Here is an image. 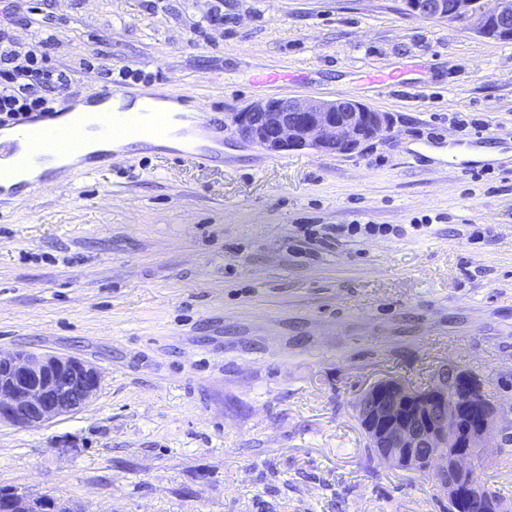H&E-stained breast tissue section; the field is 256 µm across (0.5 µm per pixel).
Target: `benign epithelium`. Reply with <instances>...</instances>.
<instances>
[{
    "mask_svg": "<svg viewBox=\"0 0 512 512\" xmlns=\"http://www.w3.org/2000/svg\"><path fill=\"white\" fill-rule=\"evenodd\" d=\"M405 0L419 18L460 23L473 30L512 37V0ZM242 141L270 153L307 148L351 154L388 129L385 114L359 101L338 98L270 99L230 117ZM102 376L92 363L53 353L17 349L0 354V425L39 427L86 408ZM484 384L462 367L445 362L423 388L397 377L381 378L359 395L355 411L369 447L384 462L407 471H436L437 488L453 512H463L462 497H478L486 512H508L478 479L480 448L493 431L499 447L512 445V419L485 404ZM0 512H85L49 495L16 490L0 494Z\"/></svg>",
    "mask_w": 512,
    "mask_h": 512,
    "instance_id": "1",
    "label": "benign epithelium"
}]
</instances>
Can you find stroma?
I'll return each instance as SVG.
<instances>
[{"mask_svg": "<svg viewBox=\"0 0 512 512\" xmlns=\"http://www.w3.org/2000/svg\"><path fill=\"white\" fill-rule=\"evenodd\" d=\"M28 3L49 6L75 68L59 96L94 98L84 58L219 123L258 100L350 98L390 127L349 155L228 130L205 164L134 142L127 162L0 198V351L103 376L78 413L0 426V488L86 512H448L369 449L354 401L448 361L512 408V159L448 166L452 144L512 152V41L403 0ZM484 458L512 506V447Z\"/></svg>", "mask_w": 512, "mask_h": 512, "instance_id": "obj_1", "label": "stroma"}]
</instances>
